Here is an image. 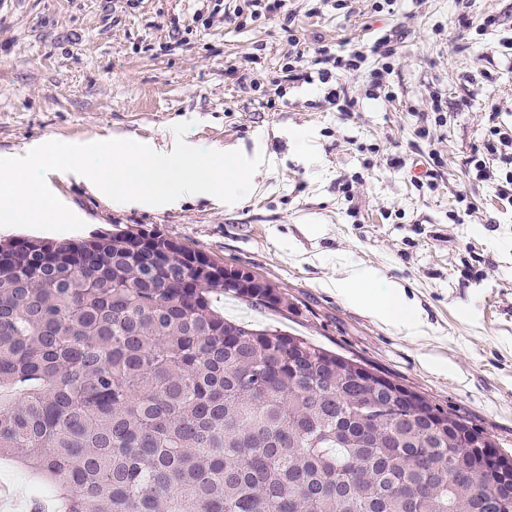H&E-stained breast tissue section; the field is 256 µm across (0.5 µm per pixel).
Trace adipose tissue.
I'll return each instance as SVG.
<instances>
[{
  "mask_svg": "<svg viewBox=\"0 0 512 512\" xmlns=\"http://www.w3.org/2000/svg\"><path fill=\"white\" fill-rule=\"evenodd\" d=\"M333 288L354 306L392 326L404 335H414L421 326L417 313L405 303L397 288L372 268L351 270L333 281Z\"/></svg>",
  "mask_w": 512,
  "mask_h": 512,
  "instance_id": "ef3b65f1",
  "label": "adipose tissue"
}]
</instances>
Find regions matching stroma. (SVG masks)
Masks as SVG:
<instances>
[{
  "instance_id": "35a3bbf8",
  "label": "stroma",
  "mask_w": 512,
  "mask_h": 512,
  "mask_svg": "<svg viewBox=\"0 0 512 512\" xmlns=\"http://www.w3.org/2000/svg\"><path fill=\"white\" fill-rule=\"evenodd\" d=\"M10 2L0 10L1 157L112 134L160 146L182 121L191 124L187 140L249 152L260 137L273 157L254 193L230 208L205 197L170 210L112 206L83 180L50 173L49 189L86 223L78 237L154 229L248 268L275 285L288 310L225 295L218 306L226 318L304 336L384 370L512 453V200L464 166L484 141L490 111L512 127V62L499 45L512 36V0H472L465 22L456 0H397L390 14L374 12L373 0L342 9L290 0L286 12L244 25L234 16L243 0ZM490 15L497 27L477 34L475 23ZM438 22L446 40L432 32ZM292 29L307 47L321 42L336 53L396 30L395 104L366 96L365 70L336 77L350 87L349 112L330 109L318 82L289 86L273 102L242 92L228 64L256 54L249 75L268 84ZM435 88L448 101V124L435 142L444 165L430 191L411 177L426 147L415 130ZM296 131L314 153L293 139ZM356 179L361 186L346 201L340 186ZM355 267L403 288L422 311L423 334L396 335L329 288ZM4 491L0 512H30L33 498L50 504L57 495L35 472L0 458Z\"/></svg>"
}]
</instances>
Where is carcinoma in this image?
I'll list each match as a JSON object with an SVG mask.
<instances>
[{
  "instance_id": "cac0c4a2",
  "label": "carcinoma",
  "mask_w": 512,
  "mask_h": 512,
  "mask_svg": "<svg viewBox=\"0 0 512 512\" xmlns=\"http://www.w3.org/2000/svg\"><path fill=\"white\" fill-rule=\"evenodd\" d=\"M187 247L132 231L0 242V455L66 494L64 512H500L512 476L467 419L429 422L336 354L224 319Z\"/></svg>"
}]
</instances>
